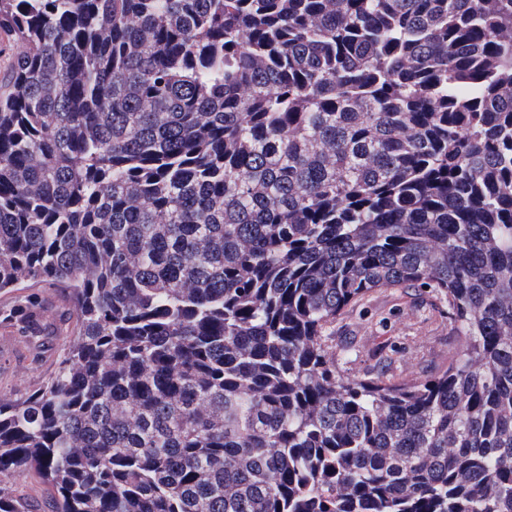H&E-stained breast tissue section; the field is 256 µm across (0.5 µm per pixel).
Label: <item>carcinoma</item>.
<instances>
[{
  "mask_svg": "<svg viewBox=\"0 0 512 512\" xmlns=\"http://www.w3.org/2000/svg\"><path fill=\"white\" fill-rule=\"evenodd\" d=\"M0 293L74 303L0 396V512H512V0H0ZM429 288L462 347L340 373ZM28 297L7 321L36 343ZM21 287L20 291L0 294V309L12 305L16 296L32 297L51 336L43 347H37L14 327L0 325V395L12 398L29 395L44 385L78 332L74 306L56 288L31 282ZM341 373L420 380L445 368L461 341L448 304L425 288H374L347 306L325 332ZM0 486L15 493L21 492L34 501H41L46 497V487L26 473H14L2 479L0 477Z\"/></svg>",
  "mask_w": 512,
  "mask_h": 512,
  "instance_id": "obj_1",
  "label": "carcinoma"
}]
</instances>
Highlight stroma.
<instances>
[{"instance_id":"stroma-1","label":"stroma","mask_w":512,"mask_h":512,"mask_svg":"<svg viewBox=\"0 0 512 512\" xmlns=\"http://www.w3.org/2000/svg\"><path fill=\"white\" fill-rule=\"evenodd\" d=\"M19 294L38 303L50 337L38 347L9 325H0V395L31 394L53 375L78 328L73 304L44 283H23ZM16 294V295H19ZM16 295L0 294V309ZM343 375H383L393 382L420 380L445 368L461 341L448 306L425 288H375L347 306L326 331Z\"/></svg>"}]
</instances>
